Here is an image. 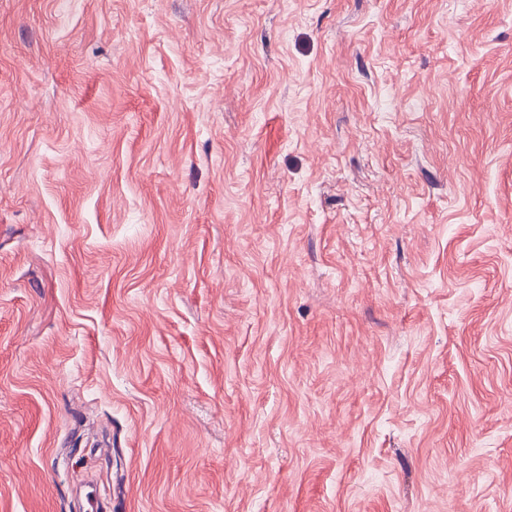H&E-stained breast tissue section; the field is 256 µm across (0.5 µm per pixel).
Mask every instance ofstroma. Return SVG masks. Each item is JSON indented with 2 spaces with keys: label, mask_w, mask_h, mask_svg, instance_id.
<instances>
[{
  "label": "stroma",
  "mask_w": 512,
  "mask_h": 512,
  "mask_svg": "<svg viewBox=\"0 0 512 512\" xmlns=\"http://www.w3.org/2000/svg\"><path fill=\"white\" fill-rule=\"evenodd\" d=\"M512 512V0H0V512Z\"/></svg>",
  "instance_id": "35a3bbf8"
}]
</instances>
